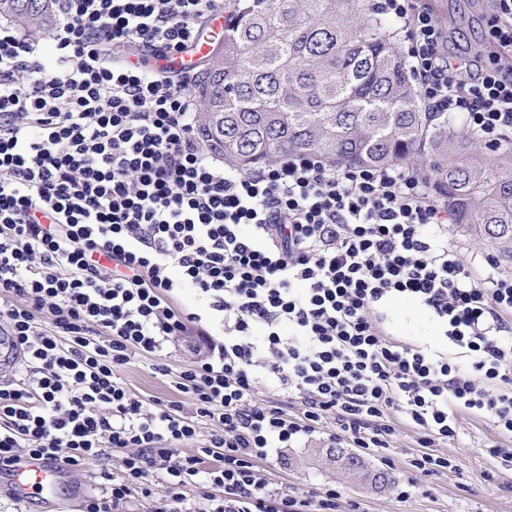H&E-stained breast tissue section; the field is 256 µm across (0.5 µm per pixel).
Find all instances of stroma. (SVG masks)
I'll use <instances>...</instances> for the list:
<instances>
[{"label":"stroma","instance_id":"1","mask_svg":"<svg viewBox=\"0 0 512 512\" xmlns=\"http://www.w3.org/2000/svg\"><path fill=\"white\" fill-rule=\"evenodd\" d=\"M424 2L447 31L450 52L472 54L484 50L482 30L489 10L487 0ZM385 325L390 332L422 345L435 346L440 342L437 321L408 300L387 309ZM203 350L201 337H179L157 353L155 359L134 357L124 368L122 377L136 394L162 402L175 400L179 397L175 389L176 371ZM154 360L168 364L170 375L152 370L150 363ZM460 423L459 439L435 448L436 453L455 459V467L422 478L421 491L406 501L397 498L394 486L407 480L406 457L419 449L416 440L407 434L400 436L390 452L393 465L383 466L377 456L366 458L372 470H388L392 484L383 490L367 482L351 485L336 462L327 457L328 441L322 433L295 448L273 449L268 458L259 461L258 469L265 478L291 492L305 494L327 484L340 487L343 512H350L354 507L359 512H512V468L498 465L484 453L485 448L493 444L512 447V438L499 434L485 417L465 414ZM100 469V463L94 461L71 471L68 485L60 491L62 508H53L34 498L22 504V512H81L85 497L102 491Z\"/></svg>","mask_w":512,"mask_h":512}]
</instances>
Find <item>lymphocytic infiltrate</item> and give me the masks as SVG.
Here are the masks:
<instances>
[{
	"label": "lymphocytic infiltrate",
	"instance_id": "f902f5d3",
	"mask_svg": "<svg viewBox=\"0 0 512 512\" xmlns=\"http://www.w3.org/2000/svg\"><path fill=\"white\" fill-rule=\"evenodd\" d=\"M217 2L54 0L51 69L38 37L0 22V331L21 356L0 386V463L118 459L83 512H120L135 492L149 512H340L335 486L301 499L258 461L330 424L332 444L381 457L408 430L421 446L397 487L409 499L417 476L451 467L433 448L460 414L512 436V276L490 254L466 262L445 200L404 168L298 154L243 173L210 153L197 71L127 50L182 51ZM492 2L491 52L473 68L443 54L416 0L374 9L402 29L425 110L497 149L512 143V0ZM403 298L458 357L386 329ZM190 329L208 344L177 376L182 401L135 396L121 370ZM204 424L205 446L183 454Z\"/></svg>",
	"mask_w": 512,
	"mask_h": 512
}]
</instances>
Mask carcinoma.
<instances>
[{"mask_svg":"<svg viewBox=\"0 0 512 512\" xmlns=\"http://www.w3.org/2000/svg\"><path fill=\"white\" fill-rule=\"evenodd\" d=\"M230 27L197 86L208 150L241 171L300 153L339 166H409L453 221L512 263V145L489 152L460 116L422 110L391 23L368 0H224ZM0 15L45 38L52 0H0ZM359 462L381 486L387 474Z\"/></svg>","mask_w":512,"mask_h":512,"instance_id":"carcinoma-1","label":"carcinoma"}]
</instances>
